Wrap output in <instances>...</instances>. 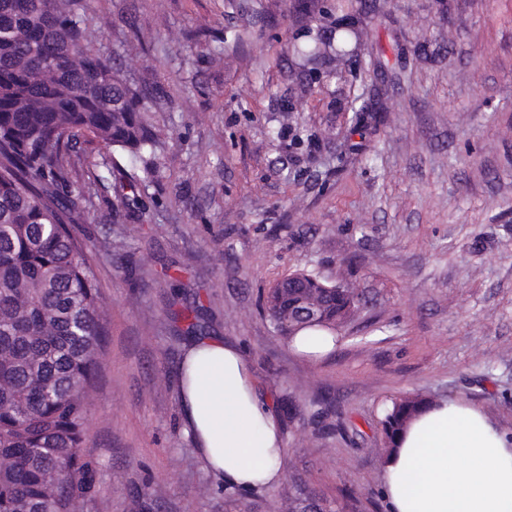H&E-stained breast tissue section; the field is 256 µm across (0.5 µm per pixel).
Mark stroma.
<instances>
[{"mask_svg": "<svg viewBox=\"0 0 512 512\" xmlns=\"http://www.w3.org/2000/svg\"><path fill=\"white\" fill-rule=\"evenodd\" d=\"M85 2L94 49L171 109L156 115L166 146L145 210L108 187L75 226L112 242L95 258L110 336L84 450L98 492L83 512H288L303 492L388 512L379 419L399 395L476 405L512 434V0ZM344 13L402 72L361 135L350 118L372 73L305 75L288 54ZM302 269L360 300L317 364L262 307ZM175 277L281 413L271 490L224 491L184 429Z\"/></svg>", "mask_w": 512, "mask_h": 512, "instance_id": "35a3bbf8", "label": "stroma"}]
</instances>
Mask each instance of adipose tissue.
<instances>
[{
  "label": "adipose tissue",
  "mask_w": 512,
  "mask_h": 512,
  "mask_svg": "<svg viewBox=\"0 0 512 512\" xmlns=\"http://www.w3.org/2000/svg\"><path fill=\"white\" fill-rule=\"evenodd\" d=\"M178 380L183 421L204 468L226 490L250 494L282 478V420L240 346L192 340ZM386 458L389 512H512V435L480 409L433 402L401 430Z\"/></svg>",
  "instance_id": "adipose-tissue-1"
}]
</instances>
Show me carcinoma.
<instances>
[{
    "instance_id": "1",
    "label": "carcinoma",
    "mask_w": 512,
    "mask_h": 512,
    "mask_svg": "<svg viewBox=\"0 0 512 512\" xmlns=\"http://www.w3.org/2000/svg\"><path fill=\"white\" fill-rule=\"evenodd\" d=\"M93 17L82 0H0V512H72L77 499L97 494L83 453L87 397L96 388L99 356L109 334L92 253L112 243H89L71 222L112 183L119 205L144 207L153 175L150 157L165 145L154 113L165 103L157 87L120 76L116 59L90 46ZM362 21L336 18V31H317L293 55L309 74L359 56ZM102 145L109 156L88 158ZM143 164V176L128 172ZM328 288L318 317L280 323L279 305L296 289L265 297L274 329L289 339L311 327L336 332L359 300L348 288L311 271H293ZM183 333H205L200 308L173 310ZM430 398H391L380 424L390 453L394 437ZM58 471L54 493L46 476Z\"/></svg>"
}]
</instances>
